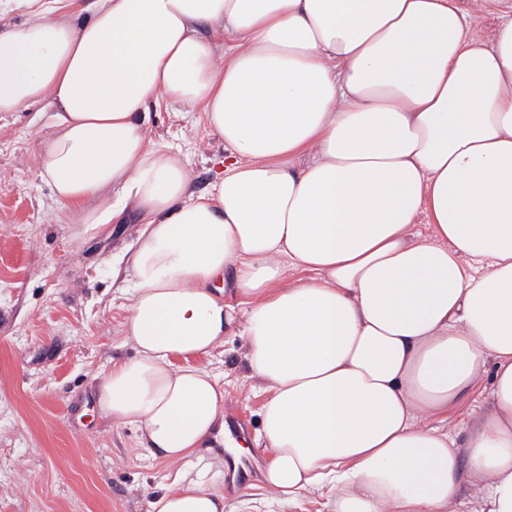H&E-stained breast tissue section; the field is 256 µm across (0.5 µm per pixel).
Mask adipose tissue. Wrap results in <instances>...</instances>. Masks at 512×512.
Segmentation results:
<instances>
[{
    "label": "adipose tissue",
    "mask_w": 512,
    "mask_h": 512,
    "mask_svg": "<svg viewBox=\"0 0 512 512\" xmlns=\"http://www.w3.org/2000/svg\"><path fill=\"white\" fill-rule=\"evenodd\" d=\"M13 2L34 19L0 31V112L53 108L40 174L86 231L143 221L137 356L98 374L101 410L190 456L224 417L193 360L240 336L283 500L449 512L475 487L474 512H512V0H94L83 20ZM161 97L201 109L232 158L206 195L146 139ZM482 378L464 443L419 424ZM150 508L224 497L190 482Z\"/></svg>",
    "instance_id": "obj_1"
}]
</instances>
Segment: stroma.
Listing matches in <instances>:
<instances>
[{
	"label": "stroma",
	"mask_w": 512,
	"mask_h": 512,
	"mask_svg": "<svg viewBox=\"0 0 512 512\" xmlns=\"http://www.w3.org/2000/svg\"><path fill=\"white\" fill-rule=\"evenodd\" d=\"M48 122L44 106L0 113V512H150L180 479L223 494L225 512L244 500L249 512H330L327 495L287 503L265 486L269 455L257 438L268 394L248 377L241 337L196 363L216 376L225 408L247 416L246 476L218 446L175 463L152 455L136 427L101 412L96 375L136 355L124 323L139 214L128 208L85 233L83 209L63 207L39 175ZM146 137L178 154L194 193L209 190L225 152L201 110L159 100ZM485 395L476 385L428 425L464 442Z\"/></svg>",
	"instance_id": "obj_1"
}]
</instances>
